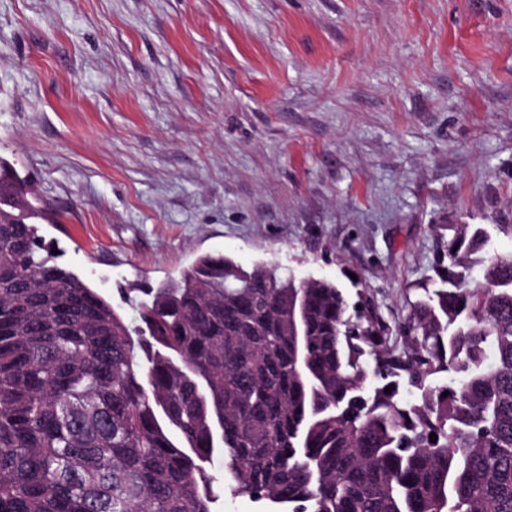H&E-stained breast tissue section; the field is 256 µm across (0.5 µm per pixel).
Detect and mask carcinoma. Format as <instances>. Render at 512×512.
Here are the masks:
<instances>
[{
  "label": "carcinoma",
  "mask_w": 512,
  "mask_h": 512,
  "mask_svg": "<svg viewBox=\"0 0 512 512\" xmlns=\"http://www.w3.org/2000/svg\"><path fill=\"white\" fill-rule=\"evenodd\" d=\"M28 194L0 159V512H211L223 487L277 512H512V252L486 227L437 235L394 327L332 280L205 254L135 339L42 256Z\"/></svg>",
  "instance_id": "cac0c4a2"
}]
</instances>
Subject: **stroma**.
I'll list each match as a JSON object with an SVG mask.
<instances>
[{
    "label": "stroma",
    "instance_id": "obj_1",
    "mask_svg": "<svg viewBox=\"0 0 512 512\" xmlns=\"http://www.w3.org/2000/svg\"><path fill=\"white\" fill-rule=\"evenodd\" d=\"M0 158L130 327L203 254L395 325L512 224V0H0Z\"/></svg>",
    "mask_w": 512,
    "mask_h": 512
}]
</instances>
